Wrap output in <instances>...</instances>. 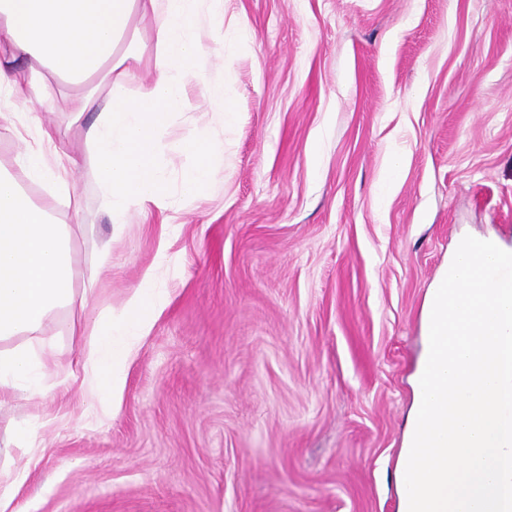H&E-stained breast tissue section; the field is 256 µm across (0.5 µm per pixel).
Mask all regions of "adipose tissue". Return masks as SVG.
Listing matches in <instances>:
<instances>
[{"instance_id":"adipose-tissue-1","label":"adipose tissue","mask_w":512,"mask_h":512,"mask_svg":"<svg viewBox=\"0 0 512 512\" xmlns=\"http://www.w3.org/2000/svg\"><path fill=\"white\" fill-rule=\"evenodd\" d=\"M201 0H0V139L19 143L0 164V397L47 398L43 370L56 353L45 327L51 317L88 308L95 276L79 279L75 243L82 227L62 224L59 207L81 211L68 179L78 161L56 143V130L35 115L68 103L71 124L88 151L112 223H130L136 211L169 205L167 152L161 136L181 109L184 89L197 83L221 124L236 119L224 86L207 79L197 61L212 34L199 22ZM155 40L154 77L131 95L144 55L140 24ZM95 113L84 124L85 113ZM192 162L182 173L188 194L213 181L207 134L177 145ZM38 186L43 198H34ZM157 300L156 275L146 272L124 306L96 317L88 331V396L109 400L119 390L123 364L150 323L142 311Z\"/></svg>"}]
</instances>
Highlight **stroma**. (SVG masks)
I'll list each match as a JSON object with an SVG mask.
<instances>
[{"label":"stroma","instance_id":"35a3bbf8","mask_svg":"<svg viewBox=\"0 0 512 512\" xmlns=\"http://www.w3.org/2000/svg\"><path fill=\"white\" fill-rule=\"evenodd\" d=\"M238 30L224 63L237 119L214 137V184L129 224L73 179L80 272L112 244L94 307L147 310L111 411L79 362L91 316L48 323L62 360L43 401L0 403V468L24 464L18 512H401L426 312L462 239L512 252V0H208ZM209 119L189 85L165 135ZM37 427L32 446L13 439Z\"/></svg>","mask_w":512,"mask_h":512}]
</instances>
